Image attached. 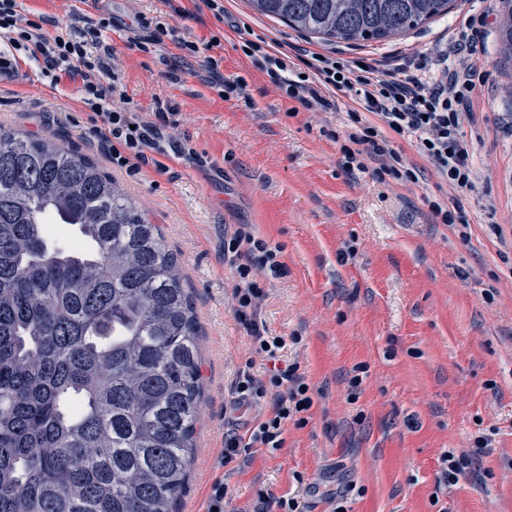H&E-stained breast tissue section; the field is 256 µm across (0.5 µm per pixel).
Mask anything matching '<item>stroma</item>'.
Returning <instances> with one entry per match:
<instances>
[{"label": "stroma", "instance_id": "obj_1", "mask_svg": "<svg viewBox=\"0 0 512 512\" xmlns=\"http://www.w3.org/2000/svg\"><path fill=\"white\" fill-rule=\"evenodd\" d=\"M221 3L217 17L193 0H22L32 20L44 13L80 27L111 18L106 37L130 108L148 117L155 100L167 102L166 135L189 138L209 167L173 157L166 171L129 173L88 138L91 121L74 96L51 89L36 67L0 84L1 126L92 157L180 258L201 330L204 388L174 512L208 510L234 370L252 355L232 309L235 273L224 263V239L241 224L280 248L287 273L271 282L262 318L270 333L295 337L287 357L305 373L313 405L304 425L288 426L284 448L231 464L232 512H256L262 491L296 498L306 512L339 503L346 512H512V62L501 52L496 0H457L447 16L377 42L325 41L258 13L250 0ZM140 14L189 41L218 37L212 54L225 76L246 83L250 101L224 99L203 73L182 69L171 40L149 54L133 49L144 35ZM463 27L481 75L480 135L468 141L478 178L463 191L398 136L394 147L423 172L418 183L346 174L347 110L291 114L293 100L240 38L246 31L343 62L392 61ZM177 67L174 83L167 74ZM432 199L447 203L455 225L434 222ZM350 248L354 258L344 259ZM482 434L492 443L477 470L439 487L442 453L468 451Z\"/></svg>", "mask_w": 512, "mask_h": 512}]
</instances>
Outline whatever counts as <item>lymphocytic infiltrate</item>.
<instances>
[{"mask_svg": "<svg viewBox=\"0 0 512 512\" xmlns=\"http://www.w3.org/2000/svg\"><path fill=\"white\" fill-rule=\"evenodd\" d=\"M53 22V17L45 15L36 22L28 19L19 0H0V77L13 78L22 65L34 63L51 86L65 79L73 82L77 102L91 113L93 138L118 167L136 172L151 165L163 172L166 158L172 156L199 167L207 165V156L189 147L187 141L165 136L170 112L164 101H156L149 120L127 107V95L112 66L113 48L102 37L111 27V19L103 17L86 27L64 28L52 35L44 32V25ZM174 43L193 56L207 50L201 65L209 75V84L221 87L224 94L244 97V84L224 77L219 59L210 55L218 38L202 46L179 37ZM243 46L283 97L298 101L305 110L336 108L343 96L360 105V112L354 115L356 128L348 133V143L341 148L345 171L365 170V161L370 158L378 163L374 176L386 174L418 182V168L406 166L391 146L396 135L410 140L449 186L461 190L473 187L476 172L462 121L473 113L478 71L466 33L452 35L431 53L416 54L389 71L376 60L347 64L315 52L305 53L301 48L289 55L269 51L250 39L244 40ZM299 58L304 59L308 76L295 73L294 62ZM278 253V248L255 236L246 224L239 225L224 241V262L236 274L235 316L265 360L263 376L254 374L250 361L235 373L230 408L252 410L256 416L245 433L225 431L220 460L224 466L255 448L271 452L283 448L287 424H305L304 412L313 405L299 364L285 357L286 338L269 335L261 318L266 293L256 273L267 271L275 278L283 275Z\"/></svg>", "mask_w": 512, "mask_h": 512, "instance_id": "obj_1", "label": "lymphocytic infiltrate"}]
</instances>
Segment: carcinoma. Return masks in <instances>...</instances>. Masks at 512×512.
<instances>
[{
    "mask_svg": "<svg viewBox=\"0 0 512 512\" xmlns=\"http://www.w3.org/2000/svg\"><path fill=\"white\" fill-rule=\"evenodd\" d=\"M323 39L379 41L454 0H251ZM512 59V0H498ZM78 225L62 251L45 221ZM179 260L91 157L0 127V512H173L202 394Z\"/></svg>",
    "mask_w": 512,
    "mask_h": 512,
    "instance_id": "carcinoma-1",
    "label": "carcinoma"
}]
</instances>
